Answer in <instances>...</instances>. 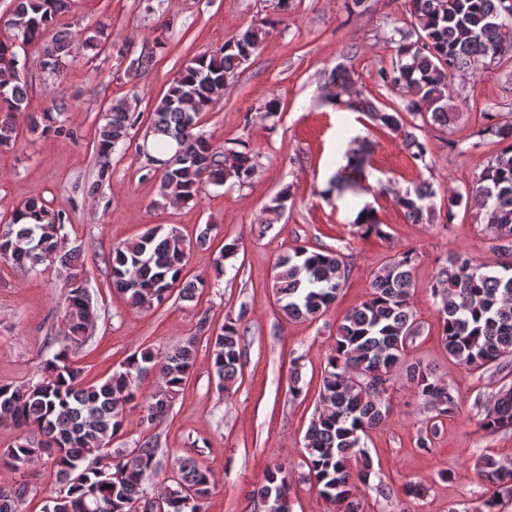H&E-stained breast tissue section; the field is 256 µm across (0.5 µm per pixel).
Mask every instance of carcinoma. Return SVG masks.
Listing matches in <instances>:
<instances>
[{
  "label": "carcinoma",
  "instance_id": "carcinoma-1",
  "mask_svg": "<svg viewBox=\"0 0 512 512\" xmlns=\"http://www.w3.org/2000/svg\"><path fill=\"white\" fill-rule=\"evenodd\" d=\"M11 33L0 38V148L14 146L19 127L47 131L53 111L34 115L26 111L25 80L11 79L19 70V51L50 34L49 44L37 63L42 72L59 74L76 62L77 50L104 47L112 36L101 23L94 34L81 36L58 23L69 10V0H12ZM417 39L400 33L396 58L378 73L385 86L407 93L402 109L389 111L377 99L354 89L353 73L337 67L329 80L336 87L334 103L364 113L374 126L401 136L416 166H428L430 148L416 130L424 125L448 126L455 116L452 82L475 65L512 51V0H407ZM268 31L249 27L213 53L196 56L170 82L166 94L154 105L149 133L155 147L174 153L160 161V188L183 203L194 200L207 183L221 185L232 179L243 185L255 172L249 147L213 145L200 131L205 111L224 98L238 70L262 45ZM413 117L409 122L406 116ZM141 113L125 103L108 108L106 123L98 129L96 150L102 158L98 180L108 174V159L125 147ZM421 120L418 125L415 120ZM482 134L497 138L502 148L470 184L448 196L444 223L455 219L461 201H479L477 217L502 258L497 271L461 253L437 259L433 297L448 359L478 371L492 368L505 379L512 375V121H495ZM369 150L360 143L345 153L347 164L330 181L338 190L356 191L357 182L345 170L363 172ZM436 194L433 184L422 181L411 190L396 193L397 203L413 224H434L435 211L426 200ZM0 222V259L34 270L59 266L68 270L59 308L70 345L78 346L94 324L97 309L86 287L83 269L75 265L77 248L69 247L62 216L41 202L13 205ZM361 235L385 236L374 211L363 206L355 218ZM191 246L175 230L148 229L138 240L112 249V288L129 306L151 309L165 301L182 283L180 297L191 301L206 287L203 280L182 281ZM417 253L395 254L377 272L365 301L353 307L336 327V336L321 371L316 408L304 436L307 476L337 506V512H365L358 484L373 472L364 439L381 425L390 411L386 389L394 370L404 373L416 397L435 417H450L458 409L453 386L421 362H407L405 351L419 324L411 305L412 269ZM348 276L338 250L310 251L298 246L276 264L274 290L279 310L289 319L315 320L334 303ZM219 385L228 389L241 365V332L231 318L207 338ZM197 337L164 355L150 350L132 354L108 378L87 382L75 364L69 345L45 361L39 378L25 386L0 385V419L24 431L14 446L0 454V467L18 470L48 457L61 479L59 494L50 498L44 512H139L134 504L145 496L146 477L156 470L157 448L146 439L135 448L112 450V441L125 429L126 406L137 400L139 380L157 370L164 385L146 401L141 420L159 423L172 399L182 389L195 363ZM477 425L487 434L512 431V384L492 396ZM94 453L111 458L107 473L83 466ZM478 475L488 495L479 512H498L501 500L512 499V469L495 456L478 458ZM290 475L281 466L268 471L259 495L267 512H291ZM174 485L161 491L163 509L154 512H201L210 491L209 471L192 459L177 467ZM25 490L0 485V512H18Z\"/></svg>",
  "mask_w": 512,
  "mask_h": 512
}]
</instances>
